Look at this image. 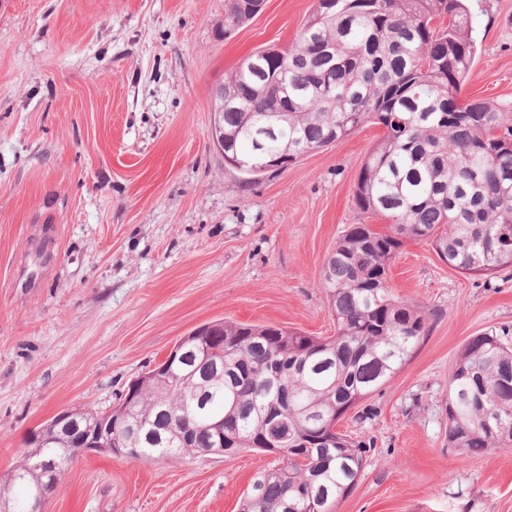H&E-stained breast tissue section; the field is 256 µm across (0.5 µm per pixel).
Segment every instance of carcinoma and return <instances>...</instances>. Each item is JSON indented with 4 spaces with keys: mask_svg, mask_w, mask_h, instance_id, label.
Returning <instances> with one entry per match:
<instances>
[{
    "mask_svg": "<svg viewBox=\"0 0 512 512\" xmlns=\"http://www.w3.org/2000/svg\"><path fill=\"white\" fill-rule=\"evenodd\" d=\"M259 5L225 0L224 25L245 23ZM474 59L462 0H317L288 50H259L224 76L226 157L283 169L368 122L382 126L354 202L391 224H353L330 251L321 283L335 335L217 320L206 344L194 331L181 339L163 372L137 380L136 401L112 409V434L136 458L217 451L206 427L221 420L224 452L276 451L283 462L247 488L241 512H335L371 450L336 422L428 333L426 314L391 291L397 252L428 240L463 273L512 267V111L458 101ZM506 336L470 338L448 374V441L466 456L512 443ZM104 421L75 410L41 432L0 495L29 493L42 480L40 459L55 462L61 481L80 454L75 435Z\"/></svg>",
    "mask_w": 512,
    "mask_h": 512,
    "instance_id": "cac0c4a2",
    "label": "carcinoma"
}]
</instances>
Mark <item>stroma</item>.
Wrapping results in <instances>:
<instances>
[{
  "mask_svg": "<svg viewBox=\"0 0 512 512\" xmlns=\"http://www.w3.org/2000/svg\"><path fill=\"white\" fill-rule=\"evenodd\" d=\"M316 0H265L224 29V0H0V484L59 412L116 406L191 330L223 319L336 330L321 276L360 213L383 129L247 181L208 138L211 97L252 53L292 45ZM462 100L512 109V0H465ZM428 334L336 424L373 445L337 512H512V446L448 442V370L512 329V270L448 266L426 240L392 259ZM277 457L257 449L133 460L89 451L44 512H239Z\"/></svg>",
  "mask_w": 512,
  "mask_h": 512,
  "instance_id": "35a3bbf8",
  "label": "stroma"
}]
</instances>
